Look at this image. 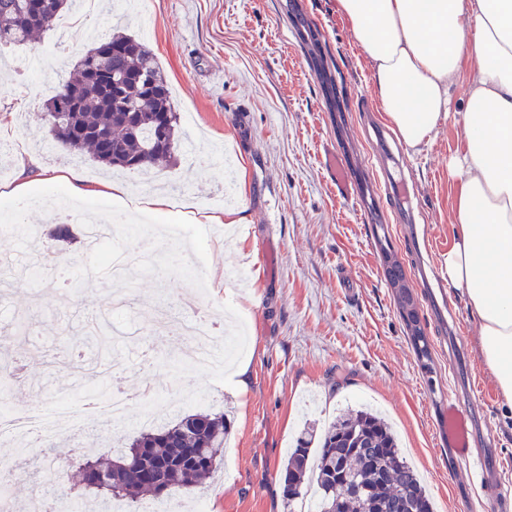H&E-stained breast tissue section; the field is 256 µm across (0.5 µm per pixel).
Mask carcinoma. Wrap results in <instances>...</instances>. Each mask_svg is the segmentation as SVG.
I'll return each instance as SVG.
<instances>
[{"instance_id": "cac0c4a2", "label": "carcinoma", "mask_w": 512, "mask_h": 512, "mask_svg": "<svg viewBox=\"0 0 512 512\" xmlns=\"http://www.w3.org/2000/svg\"><path fill=\"white\" fill-rule=\"evenodd\" d=\"M67 0H0V46L24 45L35 32L55 27ZM310 58L322 85L334 87L318 58L319 32L305 27ZM44 119L53 138L73 152L88 149L102 165L143 172L168 161L180 148V115L164 73L140 40L124 34L93 42V47L47 100ZM80 232L58 224L42 246L73 244ZM415 353L432 372L431 344L411 336ZM231 421L224 412L187 411L156 431H141L109 462L86 460L82 482L93 497L136 502L148 494L168 497L194 487L221 468ZM163 460L155 481L143 478L144 464ZM283 496L292 501L305 483L318 488L317 512H433L432 500L401 455L387 422L368 408L351 410L323 434L302 432L281 471ZM372 489L371 502L353 496L354 482Z\"/></svg>"}]
</instances>
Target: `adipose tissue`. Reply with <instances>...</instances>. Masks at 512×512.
<instances>
[{
    "label": "adipose tissue",
    "instance_id": "adipose-tissue-1",
    "mask_svg": "<svg viewBox=\"0 0 512 512\" xmlns=\"http://www.w3.org/2000/svg\"><path fill=\"white\" fill-rule=\"evenodd\" d=\"M371 63L384 115L417 147L449 111L461 71L466 95L457 229L441 274L465 298L480 351L512 404V0H336Z\"/></svg>",
    "mask_w": 512,
    "mask_h": 512
}]
</instances>
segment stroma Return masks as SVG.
Masks as SVG:
<instances>
[{"label":"stroma","instance_id":"1","mask_svg":"<svg viewBox=\"0 0 512 512\" xmlns=\"http://www.w3.org/2000/svg\"><path fill=\"white\" fill-rule=\"evenodd\" d=\"M287 0H118L72 7L67 31L35 35L29 44L0 47V117L14 135L0 150V197L18 185L45 187L39 175L15 162L27 143L41 169L81 171L89 188L126 183L171 200L179 217L190 212L221 216L207 225V295L204 306L236 333L229 307L244 310L245 358L252 377L240 391L231 377L180 365L193 349L190 335L153 328L143 337L149 362L127 358L132 384L159 389L157 421L138 416L116 434L104 422L65 433L52 456L72 473L54 497L81 506L88 491L77 468L84 455L108 458L118 436H132L175 420L179 394L207 397L212 410H229L232 431L224 464L206 484L180 493L183 512L208 500L211 512H289L281 469L305 420L322 430L355 397L375 402L392 423L402 451L416 469L436 512H486L479 482L441 432L452 375L437 348L439 333L426 302L420 322L434 346V373L425 376L385 277L383 249H391L406 275L414 258L400 226V203L383 167L404 173L413 185L442 262L453 235L456 180L448 164L463 148L465 92L476 77L466 67L451 86L450 112L429 140L407 147L393 132L377 139L365 118L379 109L371 64L335 0H299L302 20L291 19ZM100 26L144 42L169 83L185 139L171 165L151 172L103 170L90 156L73 155L55 142L43 120L53 88L90 46L87 30ZM320 32V50L336 76L327 96L306 53L305 26ZM348 166L349 192H341L330 158ZM116 285L86 278L72 286H5L0 291V356L29 360L32 371L11 379L0 405L43 404L50 390L80 394L97 355L80 335L86 319L110 316ZM176 277L139 278L132 290L142 322L153 304L175 305L187 293ZM470 369L478 390L476 420L497 436L496 454L512 460V405L482 361L478 325L465 299L450 291Z\"/></svg>","mask_w":512,"mask_h":512}]
</instances>
